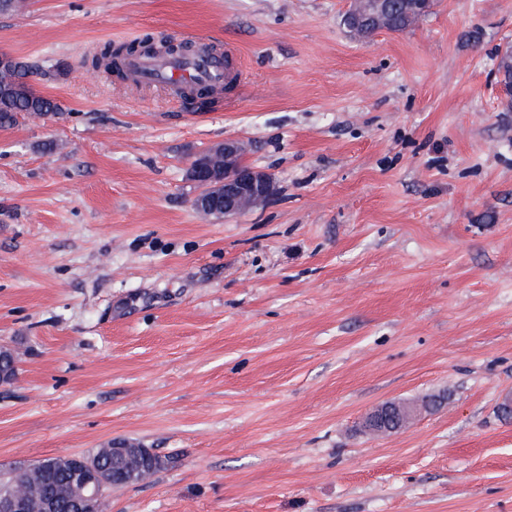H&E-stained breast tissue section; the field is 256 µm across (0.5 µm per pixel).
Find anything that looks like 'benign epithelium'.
Masks as SVG:
<instances>
[{
  "instance_id": "obj_1",
  "label": "benign epithelium",
  "mask_w": 512,
  "mask_h": 512,
  "mask_svg": "<svg viewBox=\"0 0 512 512\" xmlns=\"http://www.w3.org/2000/svg\"><path fill=\"white\" fill-rule=\"evenodd\" d=\"M362 9L352 13L351 23L367 24L378 30L384 27L389 0H355ZM249 144L230 137L201 152L208 156L202 163L193 162L189 167L190 180L198 193L193 199L194 208L206 215L230 219L245 214L268 202L275 193L271 176L243 163ZM423 408L414 402L396 401L376 409L368 418L370 430L382 432L380 425L387 416L413 420ZM61 466L69 469L75 499L74 512H102V504L117 482L105 480L99 468L84 455L56 457L43 462V469ZM23 464L0 467V512H33L31 491L16 488V475Z\"/></svg>"
}]
</instances>
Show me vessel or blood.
I'll return each mask as SVG.
<instances>
[{
	"label": "vessel or blood",
	"mask_w": 512,
	"mask_h": 512,
	"mask_svg": "<svg viewBox=\"0 0 512 512\" xmlns=\"http://www.w3.org/2000/svg\"><path fill=\"white\" fill-rule=\"evenodd\" d=\"M232 67L231 57L202 51L177 58L134 56L127 62V69L135 80L147 85L165 82L179 97L200 84L223 87Z\"/></svg>",
	"instance_id": "1"
}]
</instances>
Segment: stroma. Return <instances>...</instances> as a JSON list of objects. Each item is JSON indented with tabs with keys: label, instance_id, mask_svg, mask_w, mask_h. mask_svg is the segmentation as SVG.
<instances>
[{
	"label": "stroma",
	"instance_id": "35a3bbf8",
	"mask_svg": "<svg viewBox=\"0 0 512 512\" xmlns=\"http://www.w3.org/2000/svg\"><path fill=\"white\" fill-rule=\"evenodd\" d=\"M350 0H27L0 53L61 114L0 128V465L132 441L103 512H512V0L361 38ZM234 49L206 110L106 44ZM227 137L274 197L197 212ZM439 396L372 436L390 401Z\"/></svg>",
	"mask_w": 512,
	"mask_h": 512
}]
</instances>
